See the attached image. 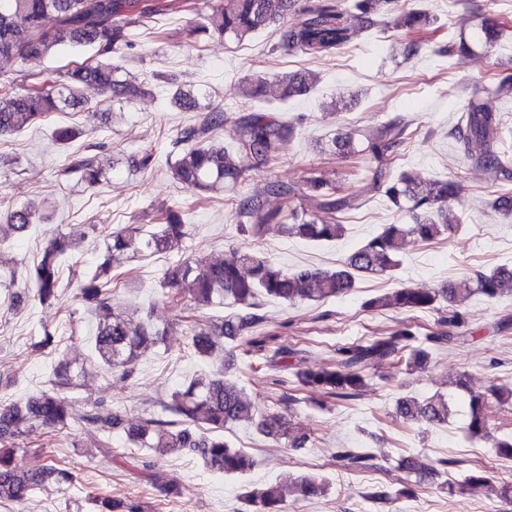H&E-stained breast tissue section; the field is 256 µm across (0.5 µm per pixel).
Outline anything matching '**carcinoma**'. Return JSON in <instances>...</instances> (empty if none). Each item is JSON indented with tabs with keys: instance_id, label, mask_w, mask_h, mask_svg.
<instances>
[{
	"instance_id": "obj_1",
	"label": "carcinoma",
	"mask_w": 512,
	"mask_h": 512,
	"mask_svg": "<svg viewBox=\"0 0 512 512\" xmlns=\"http://www.w3.org/2000/svg\"><path fill=\"white\" fill-rule=\"evenodd\" d=\"M395 0H335L316 8L295 10L296 0H207L208 15L214 30L239 41L259 33L272 24L284 23L281 44L311 57H322L348 43L355 34L353 21L361 29L378 27L396 29L403 36L404 53L411 58L428 45L432 22L423 10H396ZM187 0H0V58L26 61L54 53L63 47L77 52L94 51L93 62L80 63L66 70H55L15 90H0V135L20 132L43 123L52 112L80 104L78 88L97 85L103 95L132 96L139 88L112 66L110 55L116 48L130 44L129 32L145 20L184 10ZM53 20V26L46 25ZM508 23H486L471 37L450 40L432 47L434 54L452 56L475 54V48L497 42ZM316 77L293 73L286 78L267 77L259 73L244 82L243 94L258 101L269 100L274 87L281 86L278 99L303 96L310 92ZM512 99V75L497 79L491 86L471 92L454 126L458 148L467 161L484 169L494 180L512 178V152L503 149L512 131L503 125L490 99ZM173 103L183 110L198 108L190 91L178 90ZM229 126L233 145L215 144L213 131ZM294 122L280 120L267 112L252 111L230 117L221 107H214L198 127L186 128L174 140L177 154L168 163L174 180L191 191H210L224 186L235 187L246 181L253 168L270 167L280 160L281 144L295 134ZM84 135L76 127H57L54 140L71 143ZM407 139V127L386 122L376 127L346 133L333 141L344 155H362L372 165V189L383 193L401 213L410 216V224H386L381 231L361 243L345 261L334 269L297 266L292 269L250 249H241L220 261L186 258L169 268L162 284V296L182 312L179 322L186 336V348L201 361L220 348L232 357L236 350L248 354L247 346L257 344L248 336L261 321L255 313L262 298L283 303L322 302L341 296L355 287L362 276L389 273L401 264V255L416 243L433 242L453 234L460 219L451 201L459 189L454 175L425 180L419 174L398 171V150ZM92 153L71 156L69 170L81 181L94 186L105 178V171L118 160L101 155L102 147L92 146ZM292 193L298 197L296 208L284 214L267 208L266 197ZM368 198L323 177H307L288 188L270 181L263 188L237 197L231 217L243 229L257 236L269 224H279L287 235L315 244L331 243L341 238L345 225L340 215L365 206ZM157 230L144 234L134 226L114 230L105 240L107 259L88 274L80 286L82 299L91 305L96 328L92 337L95 363L108 369H123L129 375L136 362L149 352H158L168 336L150 318L134 320L113 311L109 303L112 285L110 261L122 257L163 255L177 248L188 235L185 212L164 209L156 216ZM37 223L25 206L7 212L6 224L0 225V242L19 236ZM71 242L60 232L51 233L40 259L30 271L34 298L42 305L55 298L61 284L64 264L71 259ZM512 282V269L499 267L479 273L442 291L420 288H396L366 302L370 310L397 308L408 311L433 309L438 301L448 302V319L455 323L460 314L458 302L475 294L488 300L499 298ZM230 304L237 310L220 318L200 320L189 309H208ZM416 336L403 325L386 336L336 348V361L318 366L294 365L297 390L320 393L333 399H351L360 394L370 370L385 362H416L421 352L411 348ZM230 366L193 377L183 388L174 391L164 404L172 418L149 417L130 425L105 400L89 399L83 417L97 451L112 457V433L122 432L130 445L145 450V456H122L133 478L145 485L163 489L168 486L160 461L169 455L191 452L198 455L205 469L226 477L243 479L255 467L253 457L224 440V429L251 425L260 433L286 448H301L307 437L296 433L279 413L257 417L245 389L230 380ZM85 369L59 364L53 371L51 386L25 399L0 406V504L24 502L51 477L62 483L72 482V475L49 464L40 470L25 468L16 460L19 446L3 448L6 440L15 441L49 428H71L70 403L65 391L81 386ZM503 405L512 400L495 386L488 393L472 394L469 420L465 432L476 437L488 428L489 399ZM396 414L409 421L428 426L448 423L451 410L448 399L436 394L427 398L402 397ZM337 458L354 468H364L373 459L357 448H343ZM328 484L319 477L300 476L289 482L301 499L326 494ZM241 512H282L280 486L251 487L242 495ZM109 512H150L137 498L104 499Z\"/></svg>"
}]
</instances>
